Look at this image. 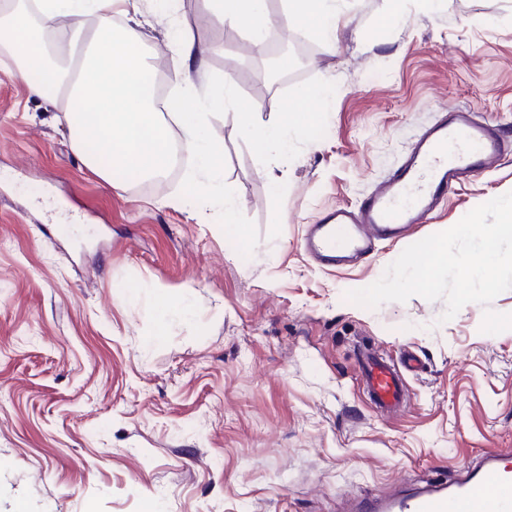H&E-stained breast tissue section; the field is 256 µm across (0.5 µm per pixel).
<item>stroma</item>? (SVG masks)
<instances>
[{
  "mask_svg": "<svg viewBox=\"0 0 512 512\" xmlns=\"http://www.w3.org/2000/svg\"><path fill=\"white\" fill-rule=\"evenodd\" d=\"M140 6L171 97L179 28L217 48L194 99L236 75L267 124L311 89L335 91L307 101L316 123L294 129L285 156L258 153L233 121L206 124L224 145L225 193L201 224L192 157L156 180L104 183L61 108L0 55V512H350L356 495L512 450V289L446 322L442 299L366 309L346 292L405 242L335 271L301 248L308 224L359 203L444 108L512 132V0H341L332 49L289 22L288 0H268L275 32L311 49L274 85L247 28L201 23L203 0ZM510 191L512 157L451 191L413 238ZM160 287L186 311L161 315ZM366 346L422 362L395 417L356 379Z\"/></svg>",
  "mask_w": 512,
  "mask_h": 512,
  "instance_id": "stroma-1",
  "label": "stroma"
}]
</instances>
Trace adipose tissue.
Returning <instances> with one entry per match:
<instances>
[{
  "label": "adipose tissue",
  "instance_id": "obj_1",
  "mask_svg": "<svg viewBox=\"0 0 512 512\" xmlns=\"http://www.w3.org/2000/svg\"><path fill=\"white\" fill-rule=\"evenodd\" d=\"M139 0H33L40 28H61L67 58H79V77L72 92L58 82V70L47 63L42 42L23 10L5 21L14 36L7 45L19 64L18 76L31 94L50 102L64 100L65 117L85 165L105 183L129 171L146 180L162 176L171 164L170 142L161 112L152 97L153 68L146 60V21ZM204 22L244 25L254 47L273 24L267 0H208ZM292 14L310 16L316 31L334 41L337 18L334 0H288ZM234 82L225 79L209 98L238 123L258 153H287L290 127L280 121L260 126L253 120L257 106L244 107L233 96ZM205 112H182V148L196 160L197 174L208 190H216L214 161L224 147L207 137Z\"/></svg>",
  "mask_w": 512,
  "mask_h": 512
}]
</instances>
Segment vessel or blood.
<instances>
[{
  "label": "vessel or blood",
  "instance_id": "1",
  "mask_svg": "<svg viewBox=\"0 0 512 512\" xmlns=\"http://www.w3.org/2000/svg\"><path fill=\"white\" fill-rule=\"evenodd\" d=\"M512 155V136L468 110L451 106L427 127L402 163L357 206L328 210L309 225L305 249L326 268L368 259L384 240L429 223L457 185L492 171ZM370 401L382 414L404 409L406 389L395 364L366 353L359 365ZM507 453L484 452L457 481L434 479L393 496L363 497L357 512H512Z\"/></svg>",
  "mask_w": 512,
  "mask_h": 512
}]
</instances>
